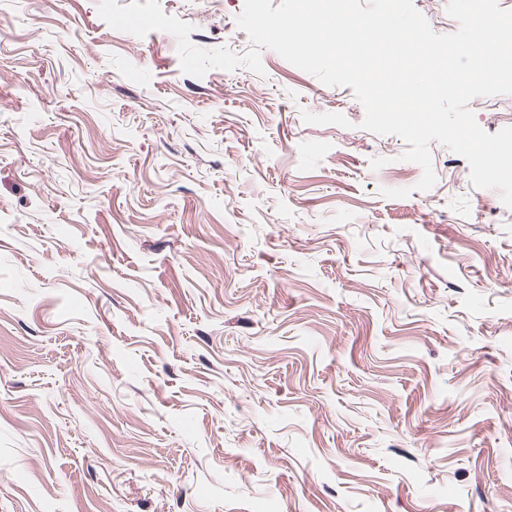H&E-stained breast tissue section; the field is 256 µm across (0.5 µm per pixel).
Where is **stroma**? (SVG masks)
Listing matches in <instances>:
<instances>
[{"instance_id":"obj_1","label":"stroma","mask_w":512,"mask_h":512,"mask_svg":"<svg viewBox=\"0 0 512 512\" xmlns=\"http://www.w3.org/2000/svg\"><path fill=\"white\" fill-rule=\"evenodd\" d=\"M97 2L0 0V512H512V209L436 141L386 198L351 88Z\"/></svg>"}]
</instances>
